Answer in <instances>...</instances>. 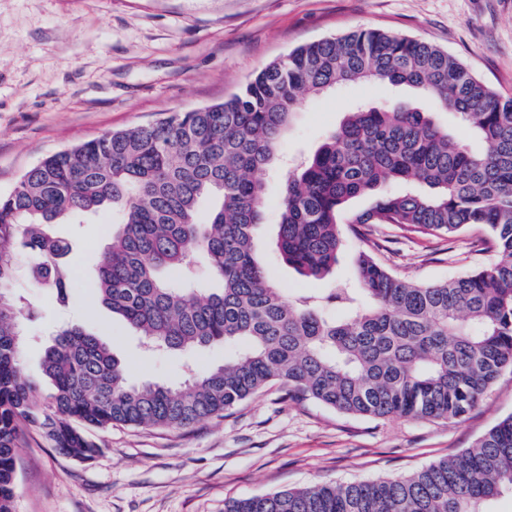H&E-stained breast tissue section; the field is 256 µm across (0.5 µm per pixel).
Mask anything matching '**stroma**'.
<instances>
[{
    "label": "stroma",
    "mask_w": 512,
    "mask_h": 512,
    "mask_svg": "<svg viewBox=\"0 0 512 512\" xmlns=\"http://www.w3.org/2000/svg\"><path fill=\"white\" fill-rule=\"evenodd\" d=\"M364 28L437 45L512 96V0H0V195L52 153L221 102L289 50ZM389 99L420 102L412 89L380 83L304 99L280 151L310 155L348 109ZM282 191V173L272 171L255 231L259 261L290 295L319 292L325 281L300 276L277 249ZM118 220L107 212L56 225L71 245L69 306L34 287L20 260L12 286L40 312L25 325L29 375H40L42 349L65 323L95 332L133 382L177 386L186 365L204 371L223 363L220 347L145 350L125 322L91 302L106 229ZM377 237V258L413 281L445 280L494 258L476 226L448 240L381 224ZM510 415L507 371L457 423L347 416L311 401L286 402L274 386L184 429L89 430L98 452L83 461L27 427L16 451L13 512H224L228 498L411 474L471 447Z\"/></svg>",
    "instance_id": "1"
}]
</instances>
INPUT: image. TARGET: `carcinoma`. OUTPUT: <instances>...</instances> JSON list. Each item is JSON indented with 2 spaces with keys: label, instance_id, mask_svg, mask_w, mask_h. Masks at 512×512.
Wrapping results in <instances>:
<instances>
[{
  "label": "carcinoma",
  "instance_id": "cac0c4a2",
  "mask_svg": "<svg viewBox=\"0 0 512 512\" xmlns=\"http://www.w3.org/2000/svg\"><path fill=\"white\" fill-rule=\"evenodd\" d=\"M370 80L418 90L460 115L483 145L441 129L431 111L386 102L345 113L316 149L284 174L277 247L298 274L328 277L343 246H361L353 282L288 297L255 257L266 182L297 106ZM373 196L364 211L352 200ZM209 202L207 214L201 205ZM117 210L96 274L98 302L150 347L233 349L224 363L179 386L132 384L95 333L61 327L42 376L24 372L22 319L37 311L11 292L19 255L31 279L65 307L70 247L55 224ZM375 224L452 239L480 226L496 260L446 280L410 281L381 263ZM201 256L219 287H197ZM512 372V97L447 51L378 29L308 43L263 67L222 102L172 112L55 152L0 196V512H12L22 427L88 458L80 426L179 429L222 417L278 383L313 401L380 421L456 422ZM53 387L45 409L34 402ZM512 488V415L460 454L405 476L325 482L224 500V512H485Z\"/></svg>",
  "mask_w": 512,
  "mask_h": 512
}]
</instances>
